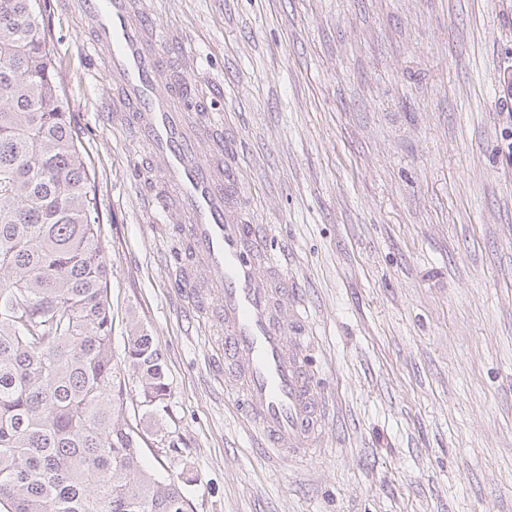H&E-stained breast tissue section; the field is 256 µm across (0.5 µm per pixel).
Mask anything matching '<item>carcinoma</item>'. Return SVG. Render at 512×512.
Returning a JSON list of instances; mask_svg holds the SVG:
<instances>
[{"instance_id": "cac0c4a2", "label": "carcinoma", "mask_w": 512, "mask_h": 512, "mask_svg": "<svg viewBox=\"0 0 512 512\" xmlns=\"http://www.w3.org/2000/svg\"><path fill=\"white\" fill-rule=\"evenodd\" d=\"M46 11L0 0V512H189L127 420L122 374L155 413L164 364L137 322L113 359L94 178Z\"/></svg>"}]
</instances>
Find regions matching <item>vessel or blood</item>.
Instances as JSON below:
<instances>
[{"label": "vessel or blood", "instance_id": "b4317fda", "mask_svg": "<svg viewBox=\"0 0 512 512\" xmlns=\"http://www.w3.org/2000/svg\"><path fill=\"white\" fill-rule=\"evenodd\" d=\"M68 7L119 92L118 122L163 161V216L183 226L190 248L184 281L196 292L195 316L224 334L226 392L254 426L263 453L310 456L327 412L307 364L302 305L266 226L242 219L239 175L202 154L206 147L223 151V113L189 111L180 85L169 80L171 54H181L187 72L194 57L145 0H70Z\"/></svg>", "mask_w": 512, "mask_h": 512}]
</instances>
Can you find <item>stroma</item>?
<instances>
[{
  "instance_id": "stroma-1",
  "label": "stroma",
  "mask_w": 512,
  "mask_h": 512,
  "mask_svg": "<svg viewBox=\"0 0 512 512\" xmlns=\"http://www.w3.org/2000/svg\"><path fill=\"white\" fill-rule=\"evenodd\" d=\"M196 59L314 331L322 449L271 462L215 373L159 217L157 163L79 18L49 0L58 77L95 171L112 353L129 320L164 355L139 421L191 512H512V0H148Z\"/></svg>"
}]
</instances>
